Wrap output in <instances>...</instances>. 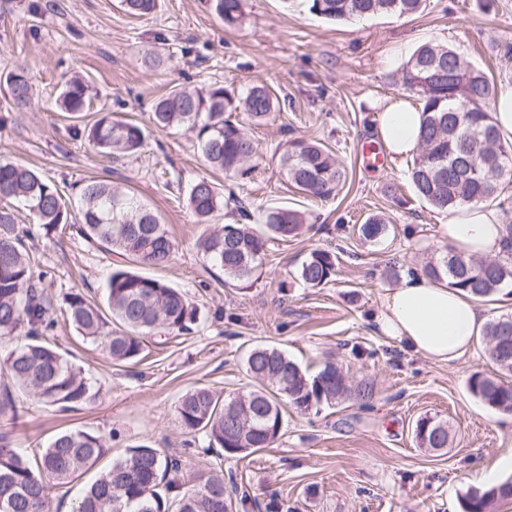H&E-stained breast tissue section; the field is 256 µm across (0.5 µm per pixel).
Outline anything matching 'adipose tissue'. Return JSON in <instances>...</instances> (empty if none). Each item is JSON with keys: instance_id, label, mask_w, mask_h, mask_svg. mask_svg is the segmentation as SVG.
<instances>
[{"instance_id": "1", "label": "adipose tissue", "mask_w": 512, "mask_h": 512, "mask_svg": "<svg viewBox=\"0 0 512 512\" xmlns=\"http://www.w3.org/2000/svg\"><path fill=\"white\" fill-rule=\"evenodd\" d=\"M422 116L404 101L383 107L378 134L390 154L407 156L417 149ZM441 237L468 254L504 253L502 217L497 208L479 206L449 215L439 225ZM486 318L473 299L423 277H407L389 291L376 323L381 333L415 353L449 363L469 353Z\"/></svg>"}]
</instances>
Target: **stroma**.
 <instances>
[{"mask_svg": "<svg viewBox=\"0 0 512 512\" xmlns=\"http://www.w3.org/2000/svg\"><path fill=\"white\" fill-rule=\"evenodd\" d=\"M425 43L455 50L499 89H512V55L505 52L512 0H425L414 15L336 22L310 12L309 0H243V18L231 27L211 0H157L142 17L127 14L120 0H0V76L25 72L33 90L31 106L17 110L0 88V159L35 169L71 207L93 177L134 192L174 244L166 266L143 267V274L180 289L200 311L192 333L149 337L138 362L113 363L67 323L64 298L79 291L104 303L108 276L128 259L72 228L45 233L18 208L19 232L47 274L44 291L58 321L49 342L100 397L61 412L27 397L0 371V393L18 405L14 444L34 454L73 429L107 441L80 484L52 489L54 512H70L80 485L138 446L180 455L191 473L223 469L227 485L249 494L235 512H267L271 504L277 512H461L467 490L512 477L499 467L512 457V414L467 388L472 373L494 370L485 338L461 360L438 364L382 336L374 322L398 285L386 269L420 267L442 246L435 228L448 218L416 194L411 158L379 170L357 160L360 142L377 136L383 104L407 99L400 72ZM74 74L92 97L77 118L56 109L64 80ZM212 84L238 95L264 84L278 98L271 119L248 129L262 160L246 179L213 172L188 127L161 131L149 119L161 95ZM108 113L142 125L139 153L115 157L80 137ZM289 138L316 140L335 153L347 172L337 195L311 197L287 182L277 150ZM202 178L244 199L252 213L287 206L308 216L301 236L271 244L257 281L225 285L223 271L200 251L201 236L238 217L228 205L199 223L186 197ZM376 213L390 217L389 232L362 242L358 226ZM329 245L339 249L334 282L304 287L298 268L313 249ZM258 345L284 351L312 373L335 362L353 382L370 383L373 397L317 413L288 409L274 446L244 458L204 452L178 423L179 397L196 387L220 396L251 389L246 356ZM426 414L447 421V448L417 446L415 422Z\"/></svg>", "mask_w": 512, "mask_h": 512, "instance_id": "1", "label": "stroma"}]
</instances>
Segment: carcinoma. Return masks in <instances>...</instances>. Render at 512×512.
<instances>
[{
  "label": "carcinoma",
  "instance_id": "1",
  "mask_svg": "<svg viewBox=\"0 0 512 512\" xmlns=\"http://www.w3.org/2000/svg\"><path fill=\"white\" fill-rule=\"evenodd\" d=\"M214 9L232 26L243 17L242 0H213ZM423 0H310V11L329 20H355L375 15H410ZM126 11L144 16L156 0H123ZM401 81L420 101V142L409 177L417 194L431 207L456 211L465 205L492 204L512 184V142L502 139L494 120L498 86L494 79L455 51L439 45L419 47L405 63ZM13 106L31 103V85L21 73L7 79ZM277 97L264 85L249 87L239 97L222 85L187 91L179 89L153 104L151 120L164 130L187 126L196 132L206 162L226 179H243L260 159L257 145L243 122L259 125L276 111ZM60 111L78 114L90 106L88 85L68 79L59 97ZM241 111L245 121H232L226 112ZM86 137L94 147L112 154H132L145 141L141 125L115 119L108 113L95 121ZM280 171L297 189L316 198L339 192L347 180L345 168L320 142L289 139L278 152ZM27 204L38 224L50 232L67 223L68 211L57 187L26 166L0 160V200ZM244 223L225 224L201 238L203 255L224 271V277L247 283L262 273L269 245L304 231L307 219L298 210L272 206L261 217L262 228L247 223L250 213L233 198ZM189 208L202 222L224 209V196L203 178L190 189ZM79 231L107 252L119 251L138 266L170 262L174 245L157 217L134 196L105 180L83 184L79 201ZM389 231L382 215L369 216L359 227L363 240L375 242ZM507 254L498 259L466 255L451 244L420 272L432 281H446L477 301L496 296L512 286V219L503 222ZM336 255L315 248L302 262L297 279L308 288L333 281ZM23 251L14 212L0 207V369L30 397L61 409L93 404L99 397L91 381L52 346L41 341L53 328L42 282ZM69 318L80 335L101 347L117 363H131L142 354L144 339L153 331L184 333L199 319L197 307L169 284L134 270L112 271L106 287V305L82 293L67 296ZM27 325L28 342L15 345V333ZM487 355L496 367L488 375L473 373L470 393L482 403L512 414V313L502 314L484 327ZM248 375L257 382L251 390L220 398L207 387L186 392L176 412L181 427L201 434L208 447L228 455L251 454L279 438L282 409L302 412L323 404L351 399L367 401L372 388L349 384L342 370L327 362L311 374L285 353L269 347L252 349L246 360ZM415 440L423 448L448 447V423L436 416L416 421ZM105 439L84 430H66L34 458L14 447L9 432L0 431V512H52L51 489L67 485L91 469L105 453ZM512 498V480L470 489L463 512H488L500 500ZM234 502L223 472L212 471L186 479L182 460L155 448H132L112 468L101 473L73 506L72 512H222L223 501Z\"/></svg>",
  "mask_w": 512,
  "mask_h": 512
}]
</instances>
